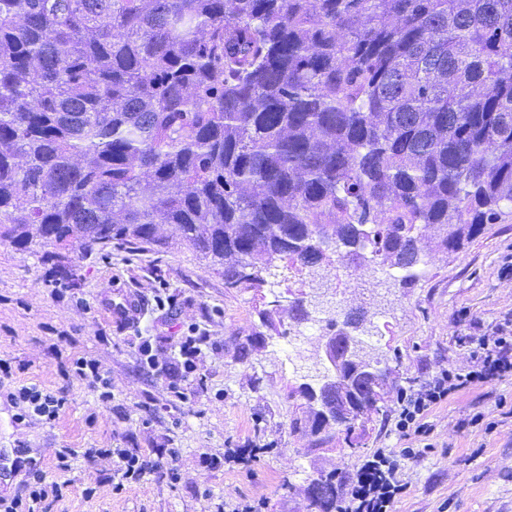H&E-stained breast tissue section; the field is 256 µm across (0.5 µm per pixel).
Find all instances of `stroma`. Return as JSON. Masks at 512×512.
<instances>
[{
	"label": "stroma",
	"instance_id": "obj_1",
	"mask_svg": "<svg viewBox=\"0 0 512 512\" xmlns=\"http://www.w3.org/2000/svg\"><path fill=\"white\" fill-rule=\"evenodd\" d=\"M425 274L406 283L378 264L344 268L335 258L303 269L273 260L257 290L228 288L218 267L191 250L112 245L60 263L0 239V448L34 457L47 482L62 484L51 512H310L305 490L320 474L345 477L380 448L401 450L397 392L383 413L315 444L291 421L306 411L304 386L329 374L324 336L346 309L361 306L367 351L397 382L419 389L443 369L471 363L470 337L512 319V216L487 225L456 253L426 250ZM135 299L136 317L114 321L105 296ZM303 304L307 319L291 310ZM200 338L196 369L168 388L166 368L182 338ZM150 341L156 366L139 353ZM94 361L110 382L101 401L90 380L68 374L72 359ZM23 384L63 397L59 417L19 418L10 400ZM432 431L402 460L407 491L393 512H512V374L449 395L428 416ZM70 448L68 470L56 453ZM90 448H136L161 458L160 473L118 486L108 459ZM232 448L255 454L225 463Z\"/></svg>",
	"mask_w": 512,
	"mask_h": 512
}]
</instances>
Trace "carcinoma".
I'll return each mask as SVG.
<instances>
[{
    "instance_id": "cac0c4a2",
    "label": "carcinoma",
    "mask_w": 512,
    "mask_h": 512,
    "mask_svg": "<svg viewBox=\"0 0 512 512\" xmlns=\"http://www.w3.org/2000/svg\"><path fill=\"white\" fill-rule=\"evenodd\" d=\"M512 215V0H0V239L424 275ZM430 236L424 237L423 232ZM363 313H344L336 336ZM391 372L352 404L382 411ZM292 425L323 444L336 384ZM336 512V474L308 488Z\"/></svg>"
}]
</instances>
